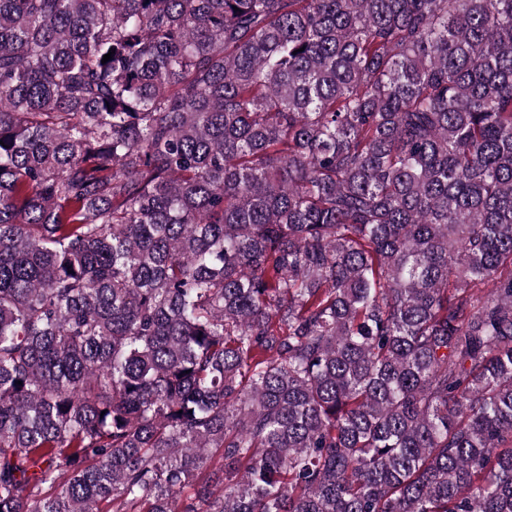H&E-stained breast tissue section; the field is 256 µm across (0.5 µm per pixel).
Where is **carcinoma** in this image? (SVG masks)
<instances>
[{"instance_id": "1", "label": "carcinoma", "mask_w": 512, "mask_h": 512, "mask_svg": "<svg viewBox=\"0 0 512 512\" xmlns=\"http://www.w3.org/2000/svg\"><path fill=\"white\" fill-rule=\"evenodd\" d=\"M0 512H512V0H0Z\"/></svg>"}]
</instances>
